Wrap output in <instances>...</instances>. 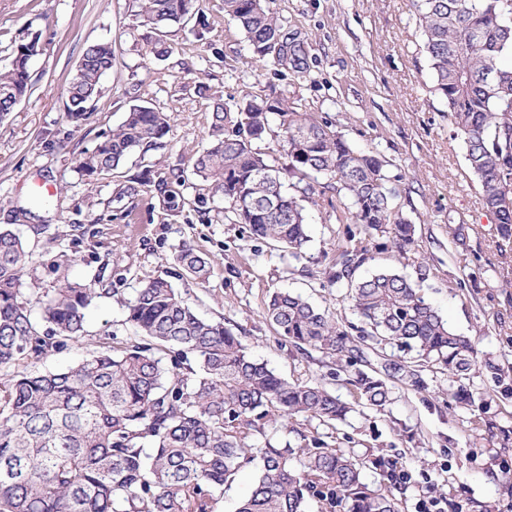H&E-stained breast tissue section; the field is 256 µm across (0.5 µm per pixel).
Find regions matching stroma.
<instances>
[{
	"instance_id": "obj_1",
	"label": "stroma",
	"mask_w": 512,
	"mask_h": 512,
	"mask_svg": "<svg viewBox=\"0 0 512 512\" xmlns=\"http://www.w3.org/2000/svg\"><path fill=\"white\" fill-rule=\"evenodd\" d=\"M268 6L300 40L303 72L257 62L225 15L224 0H204L202 35L190 22L169 25L161 57L147 52L153 31L137 16L138 0H0V69L10 68L19 44L39 43L28 63V96L0 119V226L18 231L33 255L27 287L42 292L66 280H99L109 289L89 311L88 336L29 362V370H60L132 336L125 304L160 276L201 318L230 321L252 356L283 378L321 382L350 398L329 358L297 352L263 314L269 293L281 290L352 321L341 291L325 285L342 238V196L332 189L313 195L312 240L297 260L247 238L228 203L193 171L195 157L210 146L215 99L231 104L273 92L386 161L399 190L396 203L415 226V245L403 260L392 251L377 254L376 265L413 278L427 264L424 297L454 331L476 338L485 356L512 366V248L499 249L464 144L431 91L412 0H268ZM100 41L111 42L113 66L89 119L75 121L65 89L85 48ZM134 105L168 113L169 134L118 169L83 176L80 157ZM41 183L52 193L37 207L31 199ZM168 190L180 196L179 209L164 204ZM456 224L463 227L459 242L449 233ZM183 245L210 258L206 283L181 277L175 255ZM421 377L420 388L396 384L385 413L337 424L336 446L398 455L401 512H512V496L503 492L512 440L473 430L447 374L427 367ZM437 489L445 499L434 498Z\"/></svg>"
}]
</instances>
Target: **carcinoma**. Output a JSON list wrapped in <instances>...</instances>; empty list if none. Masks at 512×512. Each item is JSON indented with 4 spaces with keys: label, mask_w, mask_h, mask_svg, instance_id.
<instances>
[{
    "label": "carcinoma",
    "mask_w": 512,
    "mask_h": 512,
    "mask_svg": "<svg viewBox=\"0 0 512 512\" xmlns=\"http://www.w3.org/2000/svg\"><path fill=\"white\" fill-rule=\"evenodd\" d=\"M415 2L433 91L465 145L483 208L509 242L512 0ZM224 13L258 60L300 67L301 44L292 43L266 0H224ZM139 16L158 32L192 18L206 26L202 0H141ZM36 48L35 40L18 45L12 67L0 72V116L27 95ZM113 57L110 42L85 49L66 89L70 117L87 118ZM233 109L215 103L211 145L196 157L195 171L230 202L250 237L296 259L311 241L305 202L318 187L342 195L351 218L336 245L328 287L344 291L373 353L389 345L410 359L385 358L373 367L333 315L299 294L272 293L265 314L277 335L349 373L354 395L342 400L320 383L281 378L252 357L233 328L199 318L167 279L156 277L126 304L133 338L65 369L31 372L24 368L28 360L86 335L89 308L106 289L70 281L44 293L25 287L32 254L19 234L0 228V512H215L224 489L251 464V493L236 512H311L313 506L317 512H400L392 493L403 481L398 458H359L316 431L296 428L299 439L280 444L268 438L267 426L301 417L333 428L363 408L382 412L394 382L424 384V366L456 377L455 398L477 408L473 424L483 421L488 400L463 383L479 359L478 345L454 333L417 285L396 271L358 275L372 249L402 257L415 243L413 225L394 204L398 191L389 185L384 160L352 148L328 123L275 93ZM273 121L288 173L309 180L300 196L284 191L280 171L252 146ZM169 131L168 115L134 105L81 158L80 170L93 177L116 169L131 151L157 145ZM175 260L190 278L208 279L210 261L192 247H180ZM35 311L54 335L39 334ZM485 367L498 393L512 396V371L492 362ZM368 470L379 476L375 487L365 480Z\"/></svg>",
    "instance_id": "obj_1"
}]
</instances>
